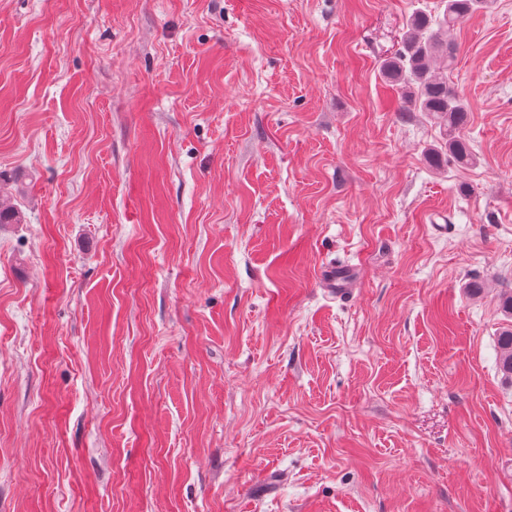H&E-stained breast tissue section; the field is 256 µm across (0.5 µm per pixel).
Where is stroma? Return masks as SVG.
<instances>
[{
  "instance_id": "35a3bbf8",
  "label": "stroma",
  "mask_w": 512,
  "mask_h": 512,
  "mask_svg": "<svg viewBox=\"0 0 512 512\" xmlns=\"http://www.w3.org/2000/svg\"><path fill=\"white\" fill-rule=\"evenodd\" d=\"M421 7L0 0V512H512V0L465 167L380 71ZM320 284L334 298H347L351 291V279L347 270L331 267L320 273ZM499 349V370L512 380V324L503 327L497 339Z\"/></svg>"
}]
</instances>
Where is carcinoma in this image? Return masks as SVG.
I'll return each mask as SVG.
<instances>
[{
    "mask_svg": "<svg viewBox=\"0 0 512 512\" xmlns=\"http://www.w3.org/2000/svg\"><path fill=\"white\" fill-rule=\"evenodd\" d=\"M489 0H445L443 16L422 9L405 21V31L394 54L384 60L381 70L404 99L406 112H434L448 126V153L460 165L473 160L469 144L456 136L468 120V106L448 75L434 68L440 61L450 67L457 56V44L448 31L474 11L488 7ZM22 214L13 199L0 195V224H20ZM499 370L512 380V324L502 328L497 339Z\"/></svg>",
    "mask_w": 512,
    "mask_h": 512,
    "instance_id": "obj_1",
    "label": "carcinoma"
}]
</instances>
